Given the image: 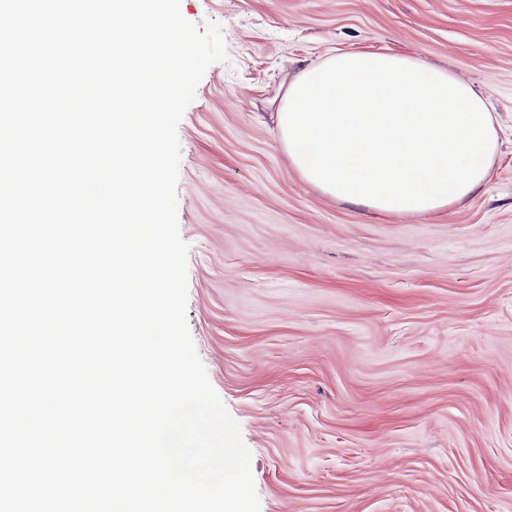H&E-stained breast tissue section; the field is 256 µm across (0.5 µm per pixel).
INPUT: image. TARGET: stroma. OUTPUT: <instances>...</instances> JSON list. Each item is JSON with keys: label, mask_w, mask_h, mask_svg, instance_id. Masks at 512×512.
I'll return each instance as SVG.
<instances>
[{"label": "stroma", "mask_w": 512, "mask_h": 512, "mask_svg": "<svg viewBox=\"0 0 512 512\" xmlns=\"http://www.w3.org/2000/svg\"><path fill=\"white\" fill-rule=\"evenodd\" d=\"M222 25L178 126L188 324L261 512H512V0H181ZM338 49L450 70L505 132L437 214L340 203L274 114Z\"/></svg>", "instance_id": "stroma-1"}]
</instances>
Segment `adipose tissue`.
<instances>
[{
    "label": "adipose tissue",
    "mask_w": 512,
    "mask_h": 512,
    "mask_svg": "<svg viewBox=\"0 0 512 512\" xmlns=\"http://www.w3.org/2000/svg\"><path fill=\"white\" fill-rule=\"evenodd\" d=\"M277 123L303 181L388 215L430 214L475 195L501 146V127L472 86L375 51L339 52L303 70Z\"/></svg>",
    "instance_id": "obj_1"
}]
</instances>
